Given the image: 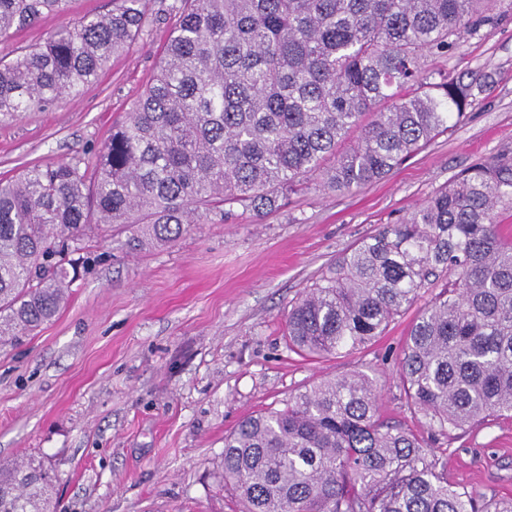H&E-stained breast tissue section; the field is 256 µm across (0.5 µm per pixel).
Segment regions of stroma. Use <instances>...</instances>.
Segmentation results:
<instances>
[{
    "label": "stroma",
    "mask_w": 512,
    "mask_h": 512,
    "mask_svg": "<svg viewBox=\"0 0 512 512\" xmlns=\"http://www.w3.org/2000/svg\"><path fill=\"white\" fill-rule=\"evenodd\" d=\"M111 8L68 0L64 13L0 39V57ZM496 10L494 27L430 62L479 84L466 117L383 179L309 188L268 215L190 225L163 247L90 232L89 270L67 304L36 335L0 346V463L42 461L58 512H237L221 487L225 433L320 378L362 371L381 386V419L423 436L451 485L512 497V419L444 437L408 407L397 362L416 309L349 355L304 358L283 337L290 304L338 256L475 161L512 153V6ZM175 22L152 0L143 35L96 81L0 121V177L101 148L150 83Z\"/></svg>",
    "instance_id": "35a3bbf8"
}]
</instances>
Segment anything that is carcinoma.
Returning <instances> with one entry per match:
<instances>
[{
	"instance_id": "1",
	"label": "carcinoma",
	"mask_w": 512,
	"mask_h": 512,
	"mask_svg": "<svg viewBox=\"0 0 512 512\" xmlns=\"http://www.w3.org/2000/svg\"><path fill=\"white\" fill-rule=\"evenodd\" d=\"M496 0H174L150 85L89 158L0 179V344L64 307L92 225L165 246L190 224L277 209L319 177L360 189L458 123L474 83L427 59L493 22ZM67 0H0V38ZM151 0H112L43 44L0 58V120L75 95L144 32ZM512 156L472 165L398 224L343 253L288 309L289 347L354 352L424 288L439 292L399 361L408 406L441 435L512 416ZM380 386L323 378L224 436L241 512H512L448 486L447 463L380 420ZM41 463L0 467V512H52Z\"/></svg>"
}]
</instances>
